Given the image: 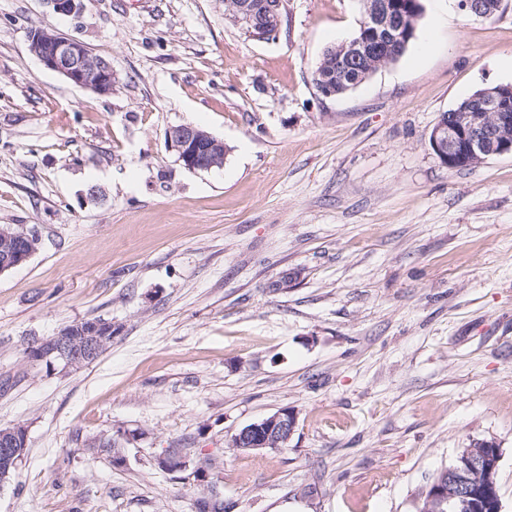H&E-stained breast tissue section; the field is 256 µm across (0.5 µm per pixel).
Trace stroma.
Segmentation results:
<instances>
[{
  "instance_id": "stroma-1",
  "label": "stroma",
  "mask_w": 512,
  "mask_h": 512,
  "mask_svg": "<svg viewBox=\"0 0 512 512\" xmlns=\"http://www.w3.org/2000/svg\"><path fill=\"white\" fill-rule=\"evenodd\" d=\"M422 4L396 63L326 98L313 72L362 0H285L267 42L224 0H0V225L41 238L0 275V428L28 433L0 512H197L211 487L224 512H415L480 440L512 512V155L451 169L429 145L512 83V0ZM37 27L110 59L112 93L45 69ZM179 124L223 166L179 164ZM93 318L112 341L92 363L27 357ZM283 408L286 447H232ZM168 448L210 486L158 467ZM166 144L177 156V161L192 171H208L220 162L223 141L205 130L191 125H176L167 129ZM213 149L218 153L213 157Z\"/></svg>"
}]
</instances>
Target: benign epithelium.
<instances>
[{
    "label": "benign epithelium",
    "instance_id": "obj_1",
    "mask_svg": "<svg viewBox=\"0 0 512 512\" xmlns=\"http://www.w3.org/2000/svg\"><path fill=\"white\" fill-rule=\"evenodd\" d=\"M283 0H235L231 7L233 23L257 40H272L283 22ZM419 3L410 2L401 10L394 0H364V19L360 35L341 44L339 53L323 59L331 74H344L349 64H357V78L365 80L373 67L391 59L390 49L396 41L413 37ZM459 7L477 17H491L500 7L499 0H459ZM29 50L47 69L62 75L73 85L99 94L112 92L115 74L109 59L95 54L86 44L60 36L49 28H36L28 34ZM475 101L439 116L429 135L431 147L442 165L467 168L486 159L512 154V84L486 88ZM166 144L177 161L192 171H208L218 165L223 141L191 125L167 129ZM39 235L0 227V275L25 263L37 250ZM112 341V328L94 320H82L57 335L39 339L35 352L40 361H60L65 366H83L98 358ZM296 427V415L281 409L271 416L250 423L232 437V446L245 451L277 450L288 443ZM27 431L22 426L11 430L10 437L0 438V458L13 464L24 457ZM159 467L172 474L183 473L188 464L184 456L168 451L156 458ZM500 452L481 454L477 450L465 455L462 466L444 471L440 478L420 493L424 512H439L453 502L465 506L474 489L497 497L496 477Z\"/></svg>",
    "mask_w": 512,
    "mask_h": 512
}]
</instances>
